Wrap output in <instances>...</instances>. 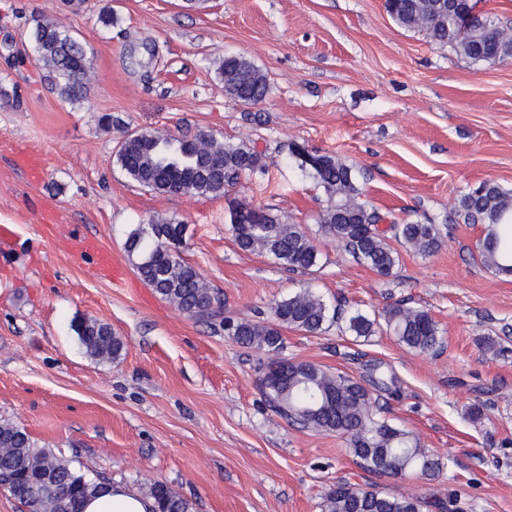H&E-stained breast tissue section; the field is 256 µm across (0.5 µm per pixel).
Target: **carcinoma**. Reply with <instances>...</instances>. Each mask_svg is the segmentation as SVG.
Listing matches in <instances>:
<instances>
[{
    "label": "carcinoma",
    "mask_w": 512,
    "mask_h": 512,
    "mask_svg": "<svg viewBox=\"0 0 512 512\" xmlns=\"http://www.w3.org/2000/svg\"><path fill=\"white\" fill-rule=\"evenodd\" d=\"M386 9L396 25L414 28L415 15L431 16L421 28L438 47L450 44L455 18L441 0H386ZM38 61L55 80L61 97L78 102L91 93L90 67L80 64L82 44L54 24L34 19ZM495 18L485 13L475 21L467 41L456 43L457 51L473 63L502 60L512 48L497 42ZM227 96L254 105L267 95L266 76L248 59L229 54L219 68ZM116 163L132 182L166 195L223 197L242 176L263 174L265 154L245 141L196 146V139L167 133L141 132L128 135L116 153ZM327 197L319 216L321 232L336 239L356 261L378 276L393 275L399 253L378 228L383 217L360 200L363 195L356 170L330 153H317L313 164L301 162ZM454 210L466 224H482L486 235L480 248L484 265L512 275V189L486 180L461 194ZM230 224L237 247L243 252H261L290 270H310L319 265L320 254L312 238L299 224H286L281 217L261 207L231 206ZM394 238L422 256L435 254L441 246L437 225L407 221L391 226ZM184 225L166 222L138 225L125 240V250L140 279L162 300L199 321L220 320L234 342L268 353L283 348L281 329L319 334L330 325L364 342L379 332L394 335L407 348L437 351L443 331L432 315L403 302L380 313L336 307L331 309L312 289L303 288L274 302L266 322L224 316V302L209 288L198 270L186 262ZM72 330L85 354L96 361L114 362L125 352V341L100 320L77 317ZM273 408L304 428L337 433L345 437L348 453L365 470L377 475L403 478L417 474L436 479L441 462L423 448L409 432L376 416V398L361 382L344 372H331L305 361L288 362V382L275 388L262 385ZM27 480L38 484L39 493L22 502L28 512H67L71 502L82 503L103 492L107 480L86 477L72 460L50 448H40L26 428L16 422H0V483ZM155 500V512H190V503L166 482L153 480L142 488ZM427 502L411 493H386L360 489L338 482L326 492L322 512H423Z\"/></svg>",
    "instance_id": "obj_1"
}]
</instances>
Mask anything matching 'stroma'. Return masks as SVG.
<instances>
[{
    "mask_svg": "<svg viewBox=\"0 0 512 512\" xmlns=\"http://www.w3.org/2000/svg\"><path fill=\"white\" fill-rule=\"evenodd\" d=\"M112 7L117 22L99 16ZM42 17L94 52L89 97L70 103L45 79L31 37ZM0 225L16 241L0 254V421L23 424L38 446L73 458L87 477L138 491L167 482L192 512H321L339 481L429 503L427 512H512V276L485 267L480 224L452 216L459 195L493 179L512 189V57L476 64L397 26L385 0H0ZM270 81L262 103L224 92L225 55ZM246 141L267 176L226 196H168L131 183L116 152L132 132ZM355 166L364 199L388 220L440 227L425 257L400 248L389 278L356 262L317 218L327 198L295 147ZM43 160L39 180L17 148ZM264 207L301 225L321 253L291 271L234 243L230 207ZM187 224L183 258L219 292L225 315L262 320L300 288L328 305L379 312L403 300L443 330L434 353L382 333L367 342L329 329L283 330L280 358L364 380L373 366L386 417L444 468L435 480L360 468L336 433L276 413L260 385L270 357L221 326L188 318L138 277L124 248L139 224ZM98 238L124 271L114 282L77 242ZM125 341L116 362L88 358L77 317ZM501 339L500 354L477 339ZM483 404L474 422L469 406Z\"/></svg>",
    "mask_w": 512,
    "mask_h": 512,
    "instance_id": "1",
    "label": "stroma"
}]
</instances>
